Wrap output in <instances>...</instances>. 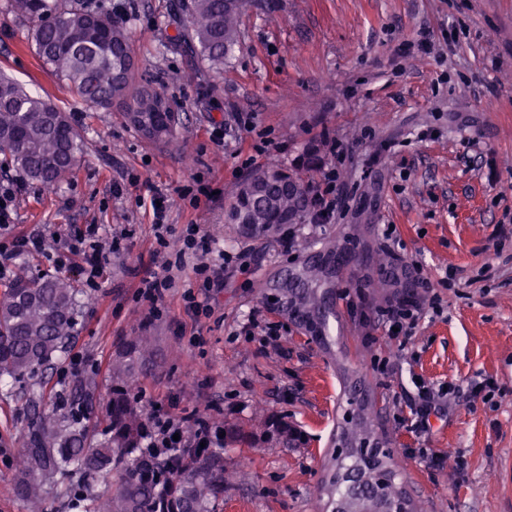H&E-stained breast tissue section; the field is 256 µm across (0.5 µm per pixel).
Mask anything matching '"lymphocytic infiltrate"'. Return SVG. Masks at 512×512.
I'll use <instances>...</instances> for the list:
<instances>
[{"instance_id": "obj_1", "label": "lymphocytic infiltrate", "mask_w": 512, "mask_h": 512, "mask_svg": "<svg viewBox=\"0 0 512 512\" xmlns=\"http://www.w3.org/2000/svg\"><path fill=\"white\" fill-rule=\"evenodd\" d=\"M339 170L336 166L325 168L320 179L316 181L311 196L309 220L314 224H330L336 218L338 207ZM20 190L18 184L0 181V230L6 231V240H0V279L9 277L15 261L24 254L40 250L41 236L34 234L15 233L11 230L12 202ZM153 224L155 241L159 248H175L176 258L182 259L198 254L201 239L200 227L196 224L186 225L176 241H169V226L166 222V195L157 193L152 197ZM75 257L81 262V270L86 287L99 288L100 280L108 263L110 254L107 252L100 227L96 224L84 225L79 237L67 245L64 254L55 259L56 266H63L66 258ZM232 260L231 255H223L221 263L214 264L203 260L196 264V288L185 289L182 298L184 309L193 319L210 317L212 309L199 301L198 291L211 292L224 285V266ZM413 259L396 256L389 274L395 285V291L381 310V325L386 341L392 343L398 351L412 348V335L420 320L426 314L442 315L443 299L438 293H431L423 300L412 298L406 287L409 270L414 267ZM416 392L407 402L412 416L411 425L416 432L423 433L429 428V418L438 414L445 402L451 400L458 388L455 385L433 386L419 380L415 383ZM213 435L209 429L196 428L185 430L182 423L174 417L161 414L155 416L150 444L156 448H171L174 445L197 446L209 444Z\"/></svg>"}]
</instances>
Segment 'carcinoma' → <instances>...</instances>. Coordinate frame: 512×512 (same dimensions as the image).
<instances>
[{
  "instance_id": "1",
  "label": "carcinoma",
  "mask_w": 512,
  "mask_h": 512,
  "mask_svg": "<svg viewBox=\"0 0 512 512\" xmlns=\"http://www.w3.org/2000/svg\"><path fill=\"white\" fill-rule=\"evenodd\" d=\"M20 19H33L31 40L37 55L70 84L82 100L112 107L115 97L130 100L141 122L155 126L153 143L175 138L179 113L163 93L135 84L133 40L128 21L100 11L85 0H8ZM188 17L178 34L179 49L218 69L240 42V16L255 0H177ZM82 144L69 116L50 101L30 94L0 74V155L4 162L44 186L73 174ZM310 179L271 163L254 169L237 186L225 211L236 239L263 240L282 234L287 216L301 222L308 213ZM327 271L306 264L279 271L265 284L277 310L307 332L325 338L336 318L335 298L317 287ZM77 290L66 277L18 275L0 294V377L28 394L27 432L18 495L30 512H43L42 482L50 475L66 481L65 492L82 512H218L230 473L224 449L254 448L259 442L286 448L302 442V432L284 417L255 413L245 428L215 416H187L186 424H209L208 448H147L152 411L140 395V379L157 366L154 338L132 336L109 364L112 390L104 402L102 438L90 435L85 420L96 403L95 384L80 379L67 394L70 404H49L27 385L57 364L77 325ZM364 437L336 449L326 481L328 507L342 512H411V504L384 463L382 448L365 453ZM112 476V492L96 493L93 483Z\"/></svg>"
}]
</instances>
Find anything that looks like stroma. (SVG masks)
I'll return each mask as SVG.
<instances>
[{"label": "stroma", "mask_w": 512, "mask_h": 512, "mask_svg": "<svg viewBox=\"0 0 512 512\" xmlns=\"http://www.w3.org/2000/svg\"><path fill=\"white\" fill-rule=\"evenodd\" d=\"M175 3L125 0L122 10L136 18L140 81L164 93L181 117L176 144L158 146L141 138L120 106L88 107L35 54L30 23L0 0V73L66 112L83 143L75 173L55 189L0 169V178L21 184L15 231L43 234L50 250L86 224L121 239L97 292L83 288L78 263L58 270L33 252L17 264L61 274L78 289L83 308L70 354L96 365L104 399L118 345L144 330L157 348L158 367L144 381L150 406L176 418L218 410L246 426L261 406L303 431L304 443L294 447L225 454L235 477L224 512H327L320 487L331 452L360 428L390 451L415 512H512V243L496 247L503 215L512 214V0H256L239 20V50L219 73L175 46L186 24ZM452 31L458 41H449ZM238 112L268 132L269 155L256 153L252 133L233 122ZM329 135L354 159L341 170L344 204L335 223L289 225L291 253L275 239L232 241L224 202L248 173L244 160L306 169L316 179L329 162ZM132 175L137 183H129ZM200 186L215 190V200L196 208L180 200V190ZM155 190L169 199L173 234L199 225L206 259L234 257L222 290L203 297L210 318L194 322L184 311L183 291L195 283L192 256L162 318H148L135 301L143 274L163 269L143 203ZM388 224L431 283L449 271L457 277L441 292L443 316L416 327L415 360L369 335L394 290L393 253L382 236ZM495 249L488 277L477 278ZM309 255L329 266L327 287L351 299L326 344L258 290ZM254 314L260 327L241 335ZM268 322L280 324L278 336L267 335ZM190 333L199 345L188 343ZM478 375L495 380L493 400L465 392L430 416L419 436L395 422V401L414 392L415 379L465 386ZM26 409L25 392L0 382V512H28L15 493Z\"/></svg>", "instance_id": "stroma-1"}]
</instances>
